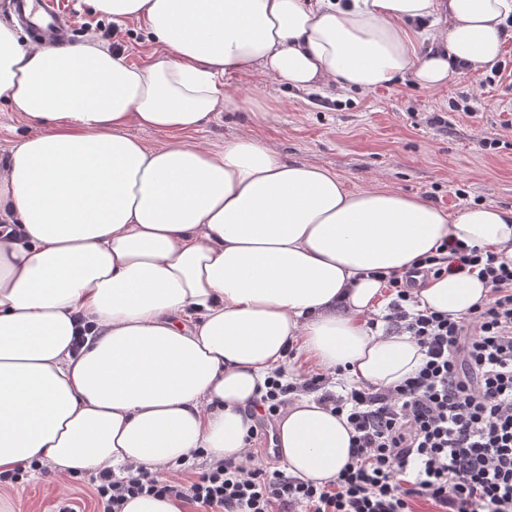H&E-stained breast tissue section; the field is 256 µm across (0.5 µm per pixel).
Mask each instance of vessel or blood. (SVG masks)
Masks as SVG:
<instances>
[{
	"instance_id": "obj_1",
	"label": "vessel or blood",
	"mask_w": 512,
	"mask_h": 512,
	"mask_svg": "<svg viewBox=\"0 0 512 512\" xmlns=\"http://www.w3.org/2000/svg\"><path fill=\"white\" fill-rule=\"evenodd\" d=\"M11 17L37 45L66 46L72 25L63 0H13Z\"/></svg>"
}]
</instances>
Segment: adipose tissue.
<instances>
[{
    "mask_svg": "<svg viewBox=\"0 0 512 512\" xmlns=\"http://www.w3.org/2000/svg\"><path fill=\"white\" fill-rule=\"evenodd\" d=\"M145 23L149 67L95 42L34 48L0 23V97L40 132L0 160V473L165 472L194 449L243 462L251 407L289 346L355 385L392 386L423 362L385 333L382 276L460 242L512 263V208L448 214L384 187L284 160L251 135L186 141L255 106L220 75L303 93L412 78L444 89L490 68L512 0H87ZM427 52H420V40ZM165 135L148 147L127 128ZM490 288L444 275L414 289L457 318ZM297 477L335 480L345 416L304 395L278 422Z\"/></svg>",
    "mask_w": 512,
    "mask_h": 512,
    "instance_id": "obj_1",
    "label": "adipose tissue"
}]
</instances>
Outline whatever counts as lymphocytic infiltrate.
I'll return each instance as SVG.
<instances>
[{"mask_svg":"<svg viewBox=\"0 0 512 512\" xmlns=\"http://www.w3.org/2000/svg\"><path fill=\"white\" fill-rule=\"evenodd\" d=\"M474 275L490 287L486 303L454 319L411 309L418 283L445 274ZM394 298L391 329L413 336L424 352L417 372L393 387L329 388L317 373L302 382L274 371L256 405L277 417L290 394L315 392L353 430L352 452L335 481L317 485L262 464L215 461L189 480L137 468L122 479L89 474L96 512H122L127 499L174 497L204 512H413L420 497L438 512H512V265L495 253L441 244L403 275L384 277Z\"/></svg>","mask_w":512,"mask_h":512,"instance_id":"obj_1","label":"lymphocytic infiltrate"}]
</instances>
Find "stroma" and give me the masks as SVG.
Returning a JSON list of instances; mask_svg holds the SVG:
<instances>
[{
  "label": "stroma",
  "instance_id": "obj_1",
  "mask_svg": "<svg viewBox=\"0 0 512 512\" xmlns=\"http://www.w3.org/2000/svg\"><path fill=\"white\" fill-rule=\"evenodd\" d=\"M127 63L148 66L158 46L142 22L119 23ZM480 72L460 71L442 92L418 87L412 79L369 91L305 96L269 78L228 75L251 96L262 113H219L192 142L219 145L250 134L272 144L290 161L323 166L352 191L380 185L421 195L447 211L476 203L512 207V85L487 86ZM477 98L475 114L456 110ZM447 117L448 126L432 123ZM486 138L498 148H483ZM76 512L95 504L83 478L60 483L32 475L18 486L0 487V512H57L62 503Z\"/></svg>",
  "mask_w": 512,
  "mask_h": 512
}]
</instances>
